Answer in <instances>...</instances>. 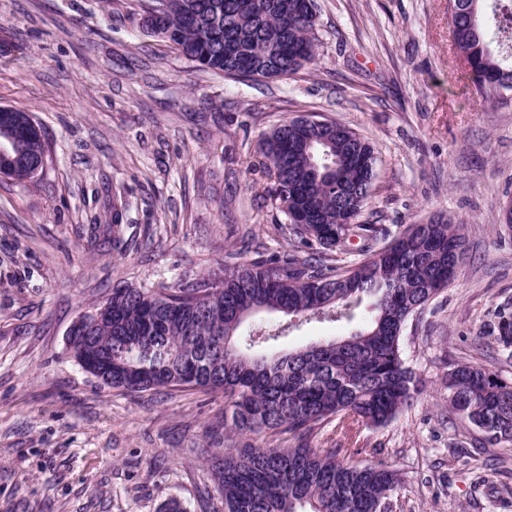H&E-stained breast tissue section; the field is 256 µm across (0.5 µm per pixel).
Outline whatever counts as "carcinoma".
I'll use <instances>...</instances> for the list:
<instances>
[{"mask_svg": "<svg viewBox=\"0 0 512 512\" xmlns=\"http://www.w3.org/2000/svg\"><path fill=\"white\" fill-rule=\"evenodd\" d=\"M164 0L161 38L196 65L226 78L296 73L316 57L305 0ZM457 57L483 103L512 92V61L496 42L512 34V0H448ZM15 137L19 159L46 154L41 127L21 109L0 114V135ZM262 154L273 180L268 197L283 213L298 211L289 227L291 249L243 261L229 253L224 268L176 288L112 289V320L91 332L93 348L112 354V388L129 392L201 389L224 393V428L245 438L211 461L224 512H377L399 486L381 462L352 463L354 424L383 425L419 394L404 365L405 324L454 279L465 252L463 225L414 224L374 249L376 226L359 224L371 198L376 156L346 125L311 126L303 116L265 135ZM0 172L32 181L27 169ZM357 239L366 258L340 263L336 253ZM346 337L331 336L284 353L257 356L282 331L250 324L260 313L320 322L354 320ZM492 334L512 347V312L496 314ZM448 403L482 429L493 444H512V384L488 369L460 363L448 371ZM336 422L346 443L313 448L314 429ZM287 434L288 447L250 442V436Z\"/></svg>", "mask_w": 512, "mask_h": 512, "instance_id": "cac0c4a2", "label": "carcinoma"}]
</instances>
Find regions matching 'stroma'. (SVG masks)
Wrapping results in <instances>:
<instances>
[{"mask_svg":"<svg viewBox=\"0 0 512 512\" xmlns=\"http://www.w3.org/2000/svg\"><path fill=\"white\" fill-rule=\"evenodd\" d=\"M315 63L276 79L201 70L145 23L143 0H0V106L32 113L47 162L0 178V512H224L209 469L237 447L224 395L126 393L67 348L77 316L116 287H173L281 251L289 223L261 202V138L308 113L377 157L362 223L386 245L441 215L466 227L452 283L401 338L424 385L381 426L356 424L359 464L401 478L390 512H512V445L448 406L454 364L512 383L492 339L512 307V101L480 103L458 64L448 0H316ZM281 350L353 331L290 327Z\"/></svg>","mask_w":512,"mask_h":512,"instance_id":"35a3bbf8","label":"stroma"}]
</instances>
